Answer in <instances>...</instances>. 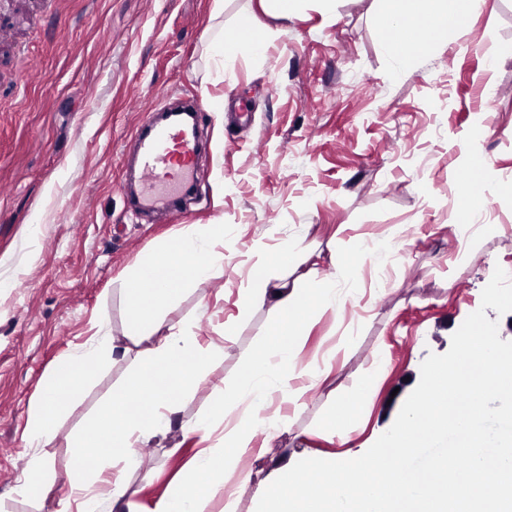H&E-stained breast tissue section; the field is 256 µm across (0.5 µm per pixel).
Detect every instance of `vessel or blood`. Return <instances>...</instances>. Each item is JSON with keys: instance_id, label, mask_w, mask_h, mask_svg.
I'll return each mask as SVG.
<instances>
[{"instance_id": "1", "label": "vessel or blood", "mask_w": 512, "mask_h": 512, "mask_svg": "<svg viewBox=\"0 0 512 512\" xmlns=\"http://www.w3.org/2000/svg\"><path fill=\"white\" fill-rule=\"evenodd\" d=\"M204 120L200 100L154 111L136 128L134 164L138 187L129 200L132 209L170 224L183 213V202L196 191L204 150L196 130Z\"/></svg>"}]
</instances>
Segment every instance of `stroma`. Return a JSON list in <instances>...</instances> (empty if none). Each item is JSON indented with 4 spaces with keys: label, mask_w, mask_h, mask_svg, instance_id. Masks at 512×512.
I'll return each instance as SVG.
<instances>
[{
    "label": "stroma",
    "mask_w": 512,
    "mask_h": 512,
    "mask_svg": "<svg viewBox=\"0 0 512 512\" xmlns=\"http://www.w3.org/2000/svg\"><path fill=\"white\" fill-rule=\"evenodd\" d=\"M48 0L29 53L0 66V512H54L69 490L71 446L130 381L134 354H115L83 394L65 399L55 439L29 448L44 379L106 326L127 343L126 280L181 228L222 223L224 267L188 287L165 313L202 345L221 347L198 386L180 393L166 434L128 473L133 512L178 493L199 437L181 422L210 416L220 391L260 351L274 315L246 306L239 284L257 246L301 243L288 264L299 288L337 282L330 254L361 238L396 243L385 267L363 262L340 312L307 328L301 357L332 363L291 425L244 461L237 512H256L261 479L304 458L347 460L390 428L429 354L446 353L481 308L495 268L512 271V0H483L462 29L395 72L382 47L385 0H301L288 18L259 0ZM249 21L265 53L221 49L213 35ZM223 53V67L213 57ZM201 99L211 138L199 199L171 224L128 210L122 153L165 96ZM485 168L475 233L459 237L467 170ZM318 268V280L307 279ZM375 367L372 378L364 371ZM362 383L347 441L328 431L345 388ZM53 486L19 496L32 456Z\"/></svg>",
    "instance_id": "1"
}]
</instances>
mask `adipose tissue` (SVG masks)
<instances>
[{"label": "adipose tissue", "mask_w": 512, "mask_h": 512, "mask_svg": "<svg viewBox=\"0 0 512 512\" xmlns=\"http://www.w3.org/2000/svg\"><path fill=\"white\" fill-rule=\"evenodd\" d=\"M479 4L480 0H389L383 23L400 32L397 42L385 45L393 70L401 71L413 58L426 54L434 40L460 27ZM229 234V227L221 224L176 231L135 267L125 294L127 315L136 335L157 338L158 343L138 360L128 387L96 414L89 433L74 441L76 466L69 491L58 498L54 512H128L124 471L140 468L138 447L160 435L159 423L173 414L178 393L199 383L214 356L184 328L165 324L162 312L185 288L210 270L223 268ZM296 246L290 240L278 250L258 252L244 301L250 307H269L275 315L264 349L245 360L242 375L225 389L213 416L182 423L184 432L199 435L202 446L188 464L190 477L181 492L160 497L153 512H204L207 498L218 493L224 496V512H236L230 476L250 480L251 472L240 470L239 464L255 453L257 437L272 436L289 423L285 417L262 416V409L276 395L302 406L310 388L319 384L321 371L299 359L301 339L309 322L322 311L343 308L345 301L332 288L310 295L289 286L288 258ZM115 350L113 338L101 327L90 341L69 352L63 368L42 391L28 427L30 446L42 448L54 440L62 398L80 397L91 372ZM242 396L250 397L254 415L226 424Z\"/></svg>", "instance_id": "ef3b65f1"}]
</instances>
